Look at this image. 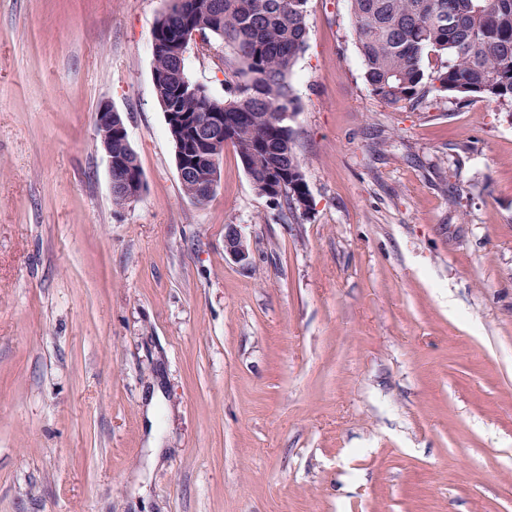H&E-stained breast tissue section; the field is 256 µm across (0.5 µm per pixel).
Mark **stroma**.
<instances>
[{
    "mask_svg": "<svg viewBox=\"0 0 512 512\" xmlns=\"http://www.w3.org/2000/svg\"><path fill=\"white\" fill-rule=\"evenodd\" d=\"M165 7L0 0V512H512V109L385 105L348 0H307L310 209L229 145L199 204ZM104 104L147 184L122 207ZM225 252L237 263L249 264L250 252L245 238L242 236L237 224H228L224 227Z\"/></svg>",
    "mask_w": 512,
    "mask_h": 512,
    "instance_id": "obj_1",
    "label": "stroma"
}]
</instances>
